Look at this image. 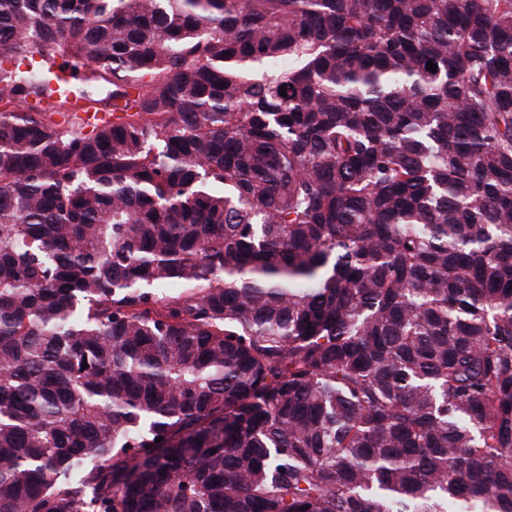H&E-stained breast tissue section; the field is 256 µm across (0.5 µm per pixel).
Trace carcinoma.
Listing matches in <instances>:
<instances>
[{
    "instance_id": "obj_1",
    "label": "carcinoma",
    "mask_w": 512,
    "mask_h": 512,
    "mask_svg": "<svg viewBox=\"0 0 512 512\" xmlns=\"http://www.w3.org/2000/svg\"><path fill=\"white\" fill-rule=\"evenodd\" d=\"M0 512H512V0H0Z\"/></svg>"
}]
</instances>
